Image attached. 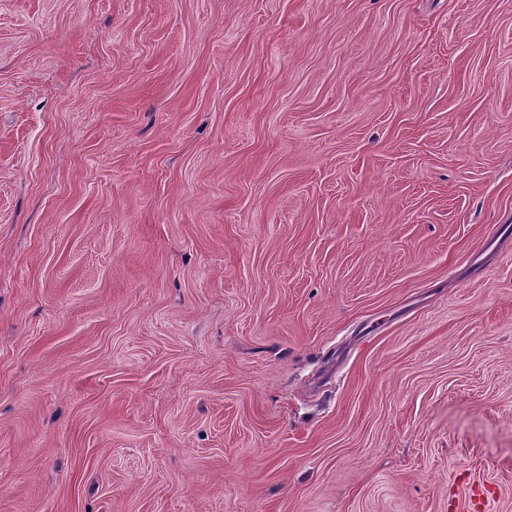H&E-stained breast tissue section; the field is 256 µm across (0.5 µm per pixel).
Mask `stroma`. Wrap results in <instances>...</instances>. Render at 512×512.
Instances as JSON below:
<instances>
[{
  "label": "stroma",
  "instance_id": "obj_1",
  "mask_svg": "<svg viewBox=\"0 0 512 512\" xmlns=\"http://www.w3.org/2000/svg\"><path fill=\"white\" fill-rule=\"evenodd\" d=\"M512 512V0H0V512Z\"/></svg>",
  "mask_w": 512,
  "mask_h": 512
}]
</instances>
